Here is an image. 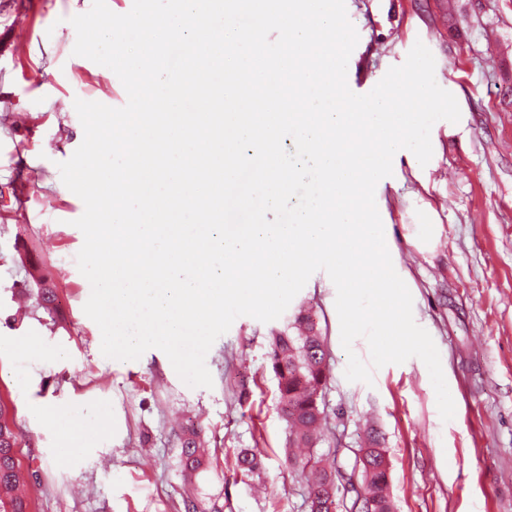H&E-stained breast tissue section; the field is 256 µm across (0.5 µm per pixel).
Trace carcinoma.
<instances>
[{"label": "carcinoma", "instance_id": "carcinoma-1", "mask_svg": "<svg viewBox=\"0 0 512 512\" xmlns=\"http://www.w3.org/2000/svg\"><path fill=\"white\" fill-rule=\"evenodd\" d=\"M38 297L49 313L56 311L54 288L40 284ZM270 364L277 382L278 410L285 422V448L288 466L305 481L307 512H395L389 493V462L382 448L380 433L372 429L365 434L356 454L355 467L361 482L347 479L322 465L315 448L323 436L326 421L322 404L329 378L326 338L314 320V311H298L284 328L272 333ZM17 441L14 423L0 404V512H26L29 505L20 492L21 474L11 448ZM179 468L186 478L198 475L209 466L197 428L183 430L179 437ZM234 469L246 476L261 469L258 455L247 448L234 458Z\"/></svg>", "mask_w": 512, "mask_h": 512}]
</instances>
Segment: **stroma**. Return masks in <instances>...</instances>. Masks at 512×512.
I'll list each match as a JSON object with an SVG mask.
<instances>
[{
    "label": "stroma",
    "instance_id": "1",
    "mask_svg": "<svg viewBox=\"0 0 512 512\" xmlns=\"http://www.w3.org/2000/svg\"><path fill=\"white\" fill-rule=\"evenodd\" d=\"M0 0V403L9 409L28 481L29 512H176L182 428L202 430L211 468L192 485L200 512H307L305 483L288 467L285 424L267 357L272 330L300 305L327 338L326 464L354 473L364 431L384 438L397 512H512V0H345L359 40L347 84L370 92L416 42L435 59L437 83L456 98L458 123L430 132L420 165L395 154L375 200L413 316L431 335L455 403L443 421L425 364H388L373 384L347 381L336 288L315 272L281 318L238 317L206 356L209 388H191L164 352L135 361L101 352L76 257L82 200L58 165L84 138L75 99L117 106L127 93L110 69L73 55L72 16L92 0H33L28 34L10 50L16 10ZM58 315L36 301L39 281ZM70 406L80 424L105 422L92 449L63 455L40 407ZM260 452L245 481L234 452Z\"/></svg>",
    "mask_w": 512,
    "mask_h": 512
}]
</instances>
